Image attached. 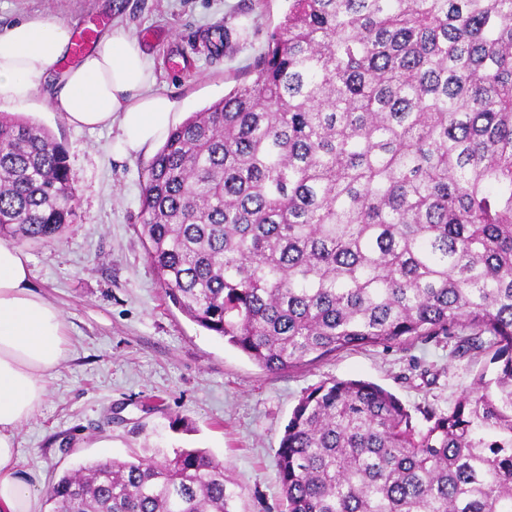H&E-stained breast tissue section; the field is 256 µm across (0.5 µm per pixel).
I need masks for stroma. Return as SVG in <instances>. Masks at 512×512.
Returning a JSON list of instances; mask_svg holds the SVG:
<instances>
[{
    "label": "stroma",
    "instance_id": "obj_1",
    "mask_svg": "<svg viewBox=\"0 0 512 512\" xmlns=\"http://www.w3.org/2000/svg\"><path fill=\"white\" fill-rule=\"evenodd\" d=\"M287 0H0V26L42 15L71 28L123 25L153 60L156 88L185 121L252 79V66ZM232 35L212 58L202 35ZM40 87L0 113L45 128L68 152L78 204L59 241L23 243L31 282L62 313L66 356L21 427L19 471L33 512L64 472L100 459L133 460L153 447L209 449L223 461L238 512H285L276 453L304 391L329 378L364 379L409 409L451 405L485 357L454 354L455 339L346 350L279 374L192 322L160 287L140 236V193L152 151L117 159L118 129L69 126Z\"/></svg>",
    "mask_w": 512,
    "mask_h": 512
}]
</instances>
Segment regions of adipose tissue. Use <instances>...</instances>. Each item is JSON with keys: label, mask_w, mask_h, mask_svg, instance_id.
<instances>
[{"label": "adipose tissue", "mask_w": 512, "mask_h": 512, "mask_svg": "<svg viewBox=\"0 0 512 512\" xmlns=\"http://www.w3.org/2000/svg\"><path fill=\"white\" fill-rule=\"evenodd\" d=\"M71 38L70 25L49 17L0 27V102L26 103L68 55ZM154 85L152 60L117 25L60 74L50 106L77 129L118 126L112 150L130 156L164 139L174 121V102ZM65 354L60 311L34 289L24 251L0 240V512H31L34 491L18 473V430Z\"/></svg>", "instance_id": "ef3b65f1"}]
</instances>
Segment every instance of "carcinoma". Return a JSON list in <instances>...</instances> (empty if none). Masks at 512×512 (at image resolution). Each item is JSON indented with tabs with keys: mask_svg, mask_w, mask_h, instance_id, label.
<instances>
[{
	"mask_svg": "<svg viewBox=\"0 0 512 512\" xmlns=\"http://www.w3.org/2000/svg\"><path fill=\"white\" fill-rule=\"evenodd\" d=\"M227 36L205 33L212 57ZM253 74L146 170L140 235L173 303L270 373L459 327L458 350L492 352L446 410L307 388L276 457L287 512H512V0H289ZM76 206L64 146L0 114V239L52 242ZM232 502L204 448L46 493L49 512Z\"/></svg>",
	"mask_w": 512,
	"mask_h": 512,
	"instance_id": "1",
	"label": "carcinoma"
}]
</instances>
